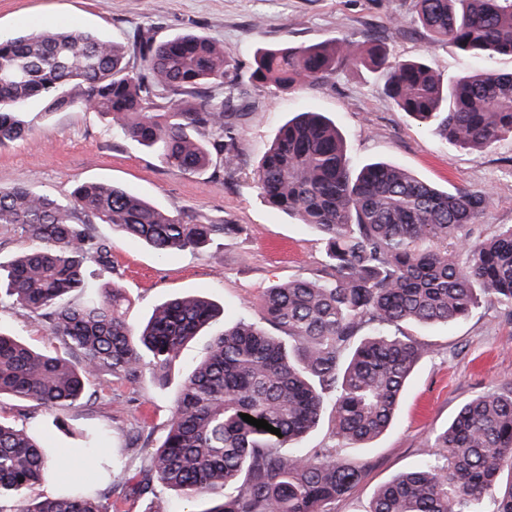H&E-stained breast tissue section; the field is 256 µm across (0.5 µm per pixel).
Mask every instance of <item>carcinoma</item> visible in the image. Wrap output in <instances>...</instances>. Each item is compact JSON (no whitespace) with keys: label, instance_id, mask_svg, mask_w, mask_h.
<instances>
[{"label":"carcinoma","instance_id":"obj_1","mask_svg":"<svg viewBox=\"0 0 512 512\" xmlns=\"http://www.w3.org/2000/svg\"><path fill=\"white\" fill-rule=\"evenodd\" d=\"M421 26L479 67L443 84L421 58L392 60L374 41L336 37L312 45L264 47L250 78L301 89L340 69L380 75L397 107L453 148L488 150L512 139V0H412ZM235 61L197 34L156 41L134 34L129 49L92 32L37 30L0 39V147L33 128L30 107L50 115L99 113L120 134L186 175L213 169L232 181L249 103L236 97ZM254 180L273 210L321 237L324 275L266 289L262 317L225 322L196 295L171 299L131 326L130 301L114 281L97 288L88 267L112 268V246L90 234L110 224L161 255L201 250L237 233L172 214L109 184L87 182L66 200L27 182L0 187V226L29 247L0 265V308L21 306L78 361L39 352L0 330V396L52 409L92 401L100 375L138 384L151 370L160 386L186 343L211 331L205 355L180 384L162 444L134 483L99 476L28 501L62 464L35 427L0 422V512H112L129 495L166 491L182 512H331L362 467L334 448L297 444L329 418L339 447L359 451L391 424L423 348L402 328L450 327L483 301L512 311V225L471 239L490 197L441 192L405 169L356 168L342 133L318 112H300L276 132ZM465 252L467 262L456 256ZM264 419L277 436L240 414ZM433 458L376 491L368 512H512V383L479 394L435 436Z\"/></svg>","mask_w":512,"mask_h":512}]
</instances>
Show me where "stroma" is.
I'll list each match as a JSON object with an SVG mask.
<instances>
[{"mask_svg":"<svg viewBox=\"0 0 512 512\" xmlns=\"http://www.w3.org/2000/svg\"><path fill=\"white\" fill-rule=\"evenodd\" d=\"M401 14L394 27L392 14ZM63 26L130 42L136 28L165 39L196 33L224 46L238 66L240 88L251 115L241 143L235 179L215 181L210 171L186 175L107 126L91 111L34 115L31 134L0 148V186L28 180L40 193L69 197L81 182L118 184L163 210L194 211L201 220L239 225V233L200 253L168 256L129 241L109 224L90 225L112 245V268L96 273L100 282L119 281L130 299L127 319L137 326L162 302L203 294L226 307L229 318L261 316L259 299L270 286L325 272L321 242L307 225L266 206L254 173L279 127L293 112L312 108L345 132L353 164L384 160L443 189H482L490 196L478 229L493 235L512 225V141L491 150L453 148L435 132L401 112L382 91L376 74L360 67L342 70L301 90L254 88L248 75L259 48L314 44L339 35L378 40L399 60L426 57L442 82L474 68L467 54L447 42L432 43L416 22L411 0H0V33L16 35ZM0 329L39 347L61 351L28 310L0 308ZM425 349L387 432L360 458V482L333 512H366L377 489L433 457L434 439L468 399L512 382V313L481 303L465 321L450 327L406 326ZM208 336L188 343L168 369V387L145 378L136 387L103 377L90 405L47 409L0 397V417L17 425L37 422L48 447L64 450L76 464L35 486L43 498L58 486L86 479L77 464L81 431L105 434L102 452L121 462L124 477L146 467L166 432L175 392L203 357Z\"/></svg>","mask_w":512,"mask_h":512,"instance_id":"1","label":"stroma"}]
</instances>
